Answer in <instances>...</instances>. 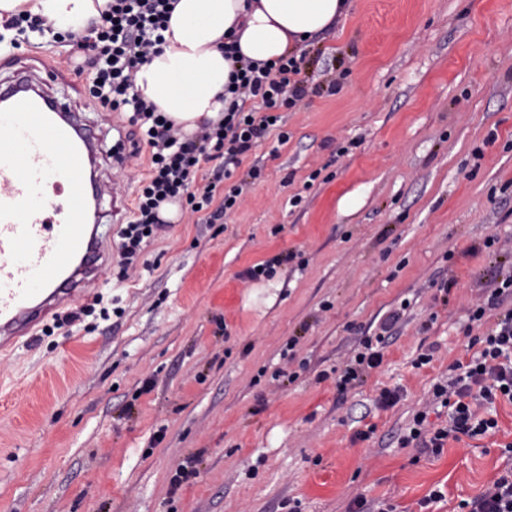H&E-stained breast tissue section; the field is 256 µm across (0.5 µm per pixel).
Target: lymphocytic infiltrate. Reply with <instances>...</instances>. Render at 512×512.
<instances>
[{
  "label": "lymphocytic infiltrate",
  "instance_id": "f902f5d3",
  "mask_svg": "<svg viewBox=\"0 0 512 512\" xmlns=\"http://www.w3.org/2000/svg\"><path fill=\"white\" fill-rule=\"evenodd\" d=\"M171 0H112L98 23L87 35L78 37L84 58L76 60L77 72L90 75V95L110 112H123L136 126L149 148V171L140 182L132 217L119 235L116 252L124 268L135 267L146 237L165 231L167 224L159 208L167 201L182 200L188 207L205 211V223H213L231 210L245 187L262 175L260 164H253L245 178L232 183L233 166L260 146L268 137L287 143L283 114L294 109L308 93L302 78V61L294 55L257 64L238 57L234 43L224 45V55L234 63L233 89L224 117L207 123L187 135L164 113L156 111L135 89L138 68L159 54L165 42L163 33L171 12ZM214 169L204 184L195 178L201 163ZM512 271L502 272L483 303L470 309L468 321L484 326L480 348L466 362H458L457 372L436 383L433 396L447 410L443 424L429 422L427 413H417L402 446H414L434 453L449 440L475 438L495 433L498 422L484 418L480 409L496 399L512 402ZM496 311L492 326H485L488 311ZM401 318L392 312L376 336L364 338L361 349L346 364L336 381L346 391L368 370L380 366L388 336ZM460 512H512V468L499 474L479 495L461 501Z\"/></svg>",
  "mask_w": 512,
  "mask_h": 512
}]
</instances>
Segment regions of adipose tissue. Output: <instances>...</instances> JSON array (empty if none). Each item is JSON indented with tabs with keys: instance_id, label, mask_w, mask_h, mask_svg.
<instances>
[{
	"instance_id": "obj_1",
	"label": "adipose tissue",
	"mask_w": 512,
	"mask_h": 512,
	"mask_svg": "<svg viewBox=\"0 0 512 512\" xmlns=\"http://www.w3.org/2000/svg\"><path fill=\"white\" fill-rule=\"evenodd\" d=\"M109 0H0V22L21 11L46 17L56 32H84ZM348 0H176L159 55L136 74V88L193 133L224 114L233 70L222 46L233 39L243 57L264 63L301 51L348 12Z\"/></svg>"
}]
</instances>
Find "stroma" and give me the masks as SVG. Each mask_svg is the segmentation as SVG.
Segmentation results:
<instances>
[{
    "instance_id": "1",
    "label": "stroma",
    "mask_w": 512,
    "mask_h": 512,
    "mask_svg": "<svg viewBox=\"0 0 512 512\" xmlns=\"http://www.w3.org/2000/svg\"><path fill=\"white\" fill-rule=\"evenodd\" d=\"M307 51L336 92L287 112L288 143L243 157L237 177L256 162L263 176L222 220L183 212L128 278L108 262L109 319L0 353V512H348L359 496L455 512L512 462L503 401L495 434L399 444L481 336L468 311L496 258L512 261V0H352ZM68 94L106 144L133 142L126 113L83 83ZM285 251L274 277L248 278ZM399 308L381 365L338 391Z\"/></svg>"
}]
</instances>
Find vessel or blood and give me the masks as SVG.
<instances>
[{"mask_svg": "<svg viewBox=\"0 0 512 512\" xmlns=\"http://www.w3.org/2000/svg\"><path fill=\"white\" fill-rule=\"evenodd\" d=\"M66 97L28 71L0 81V351L101 278L125 207L100 178L101 138Z\"/></svg>", "mask_w": 512, "mask_h": 512, "instance_id": "vessel-or-blood-1", "label": "vessel or blood"}]
</instances>
